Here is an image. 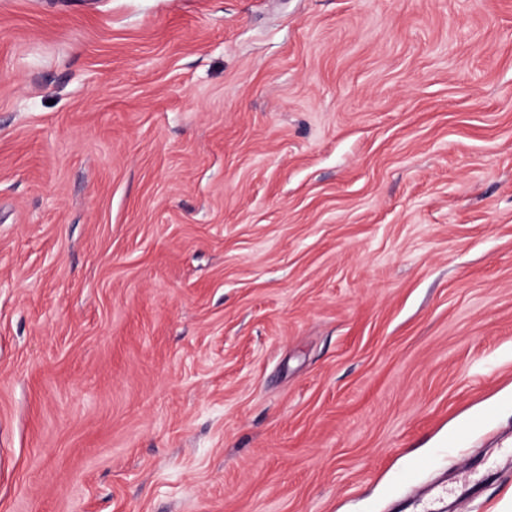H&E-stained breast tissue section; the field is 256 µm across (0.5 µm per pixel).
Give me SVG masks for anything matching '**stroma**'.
<instances>
[{
	"mask_svg": "<svg viewBox=\"0 0 512 512\" xmlns=\"http://www.w3.org/2000/svg\"><path fill=\"white\" fill-rule=\"evenodd\" d=\"M512 512V0H0V512Z\"/></svg>",
	"mask_w": 512,
	"mask_h": 512,
	"instance_id": "stroma-1",
	"label": "stroma"
}]
</instances>
